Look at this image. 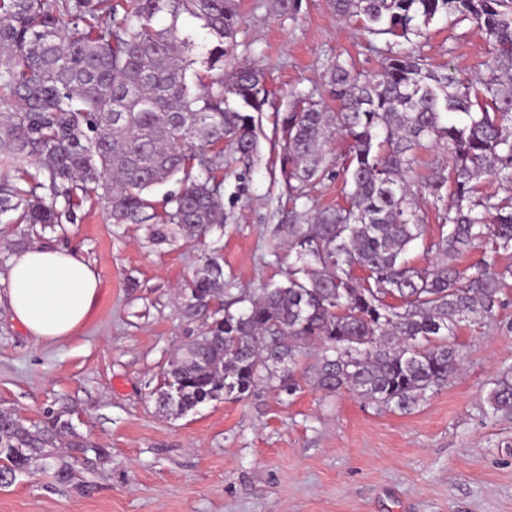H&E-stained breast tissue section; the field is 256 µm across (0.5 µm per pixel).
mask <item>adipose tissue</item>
I'll return each instance as SVG.
<instances>
[{
  "label": "adipose tissue",
  "instance_id": "obj_1",
  "mask_svg": "<svg viewBox=\"0 0 512 512\" xmlns=\"http://www.w3.org/2000/svg\"><path fill=\"white\" fill-rule=\"evenodd\" d=\"M101 287L76 251L34 246L13 254L0 279V304L37 341H63L89 320Z\"/></svg>",
  "mask_w": 512,
  "mask_h": 512
}]
</instances>
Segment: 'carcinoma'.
<instances>
[{
  "mask_svg": "<svg viewBox=\"0 0 512 512\" xmlns=\"http://www.w3.org/2000/svg\"><path fill=\"white\" fill-rule=\"evenodd\" d=\"M331 6L389 46L375 77H360L348 62L330 66L335 112L303 91L290 94L285 110L274 107L264 70L235 57L237 0H0V216L74 223L94 198L113 224H146L159 243L176 233L195 241L224 223V169L257 154L255 114L274 108L291 195L319 179L331 137L350 141L346 205L288 225L295 260L287 283L242 293L221 315L220 257L196 267L180 305L186 317L209 322L162 372L153 395L166 415L241 401L261 387L293 395L303 381L407 413L456 372L461 323L484 326L501 304L512 275L498 267L512 250V196L485 195L479 182L490 175L512 186V0ZM161 15L165 26L156 24ZM185 15L201 22L209 41L181 29ZM441 15L485 31L488 59L477 75L433 70L412 47ZM428 144L446 149L449 162L448 176L430 183L435 236L412 193L416 152ZM33 165L29 187H19L13 174ZM170 181L180 188L160 212L150 192ZM414 242L434 261L411 262ZM478 244L483 258L470 273L460 260ZM310 347L316 361L299 374ZM487 402L491 415L512 416V367L494 380ZM109 457L66 408L31 426L0 409L1 487L37 461L67 483L73 463L96 470Z\"/></svg>",
  "mask_w": 512,
  "mask_h": 512,
  "instance_id": "1",
  "label": "carcinoma"
}]
</instances>
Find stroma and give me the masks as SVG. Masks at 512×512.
I'll use <instances>...</instances> for the list:
<instances>
[{
	"mask_svg": "<svg viewBox=\"0 0 512 512\" xmlns=\"http://www.w3.org/2000/svg\"><path fill=\"white\" fill-rule=\"evenodd\" d=\"M240 12L236 55L266 69L275 104L295 90L328 99L337 61L365 75L382 70L385 40L338 19L330 0H300L294 14L277 0H240ZM419 44L431 69L460 77L480 70L488 51L484 31L445 16ZM347 149L331 140L323 176L304 197H289L280 135L263 112L258 153L224 178L223 225L195 245L180 237L154 244L147 225L110 223L94 201L74 224L0 223L1 276L13 253L39 244L78 250L101 278L95 314L63 342L33 340L0 307V408L28 424L70 408L78 431L110 453L96 471L75 465L68 485L32 466L0 487V512H512V418L486 415L493 380L512 365V282L490 324L461 326L458 372L411 412L309 385L292 396L264 389L214 401L178 418L156 408L163 367L205 328L182 316L177 288L206 253L220 255L231 294L286 282L288 226L344 203L337 171ZM418 159L413 191L434 227L428 182L447 172L448 153L430 147ZM85 482L94 494L79 492Z\"/></svg>",
	"mask_w": 512,
	"mask_h": 512,
	"instance_id": "obj_1",
	"label": "stroma"
}]
</instances>
